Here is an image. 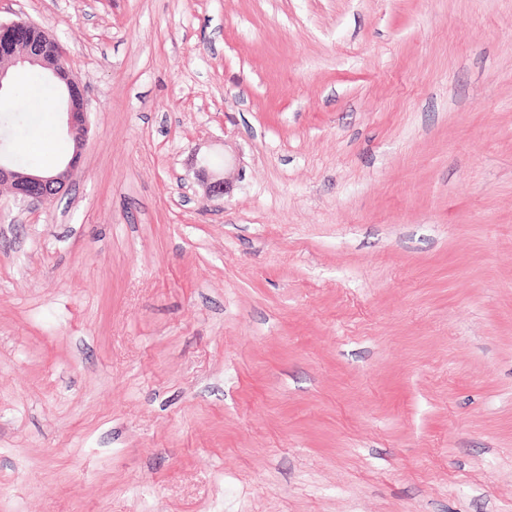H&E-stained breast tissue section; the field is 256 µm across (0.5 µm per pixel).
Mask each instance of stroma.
<instances>
[{"label": "stroma", "instance_id": "35a3bbf8", "mask_svg": "<svg viewBox=\"0 0 512 512\" xmlns=\"http://www.w3.org/2000/svg\"><path fill=\"white\" fill-rule=\"evenodd\" d=\"M0 18L91 118L0 186V512H512V0ZM37 32L35 35L34 32ZM0 46L9 50V56L0 63V92L4 80L28 66H40L53 81H65L73 91L63 84H55L63 98L62 109L66 115V134L74 144L72 157L48 172L23 173L10 163L0 160V186H8L15 199L27 204L43 202L50 196L61 193L69 184L77 166L79 153L89 134L88 108L84 91L67 67V53L61 41L40 25L29 20L0 21Z\"/></svg>", "mask_w": 512, "mask_h": 512}]
</instances>
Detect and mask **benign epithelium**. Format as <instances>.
<instances>
[{"instance_id": "1", "label": "benign epithelium", "mask_w": 512, "mask_h": 512, "mask_svg": "<svg viewBox=\"0 0 512 512\" xmlns=\"http://www.w3.org/2000/svg\"><path fill=\"white\" fill-rule=\"evenodd\" d=\"M0 46L9 56L0 63V90L6 77L30 66H39L46 76L65 81L72 92L63 104L66 134L74 144L72 157L48 172L23 173L0 160V186H6L15 199L33 204L61 193L69 184L79 153L89 134L88 108L84 91L67 67V53L61 41L29 20L0 21Z\"/></svg>"}]
</instances>
